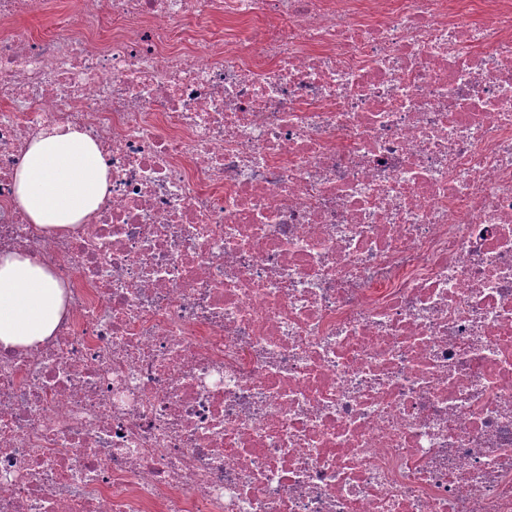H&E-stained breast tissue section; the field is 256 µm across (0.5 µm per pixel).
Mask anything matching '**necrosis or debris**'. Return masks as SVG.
I'll return each mask as SVG.
<instances>
[{
  "label": "necrosis or debris",
  "mask_w": 512,
  "mask_h": 512,
  "mask_svg": "<svg viewBox=\"0 0 512 512\" xmlns=\"http://www.w3.org/2000/svg\"><path fill=\"white\" fill-rule=\"evenodd\" d=\"M0 102L67 288L0 512H512V0H0ZM67 124L110 188L48 232Z\"/></svg>",
  "instance_id": "obj_1"
}]
</instances>
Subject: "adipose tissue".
<instances>
[{
  "label": "adipose tissue",
  "instance_id": "obj_1",
  "mask_svg": "<svg viewBox=\"0 0 512 512\" xmlns=\"http://www.w3.org/2000/svg\"><path fill=\"white\" fill-rule=\"evenodd\" d=\"M109 190L98 145L58 126L28 145L14 175V195L34 226L65 231L86 223ZM65 285L45 264L0 252V346L29 348L54 335L66 311Z\"/></svg>",
  "mask_w": 512,
  "mask_h": 512
}]
</instances>
